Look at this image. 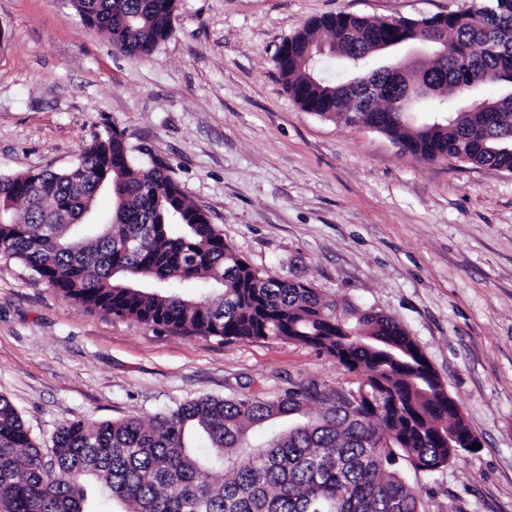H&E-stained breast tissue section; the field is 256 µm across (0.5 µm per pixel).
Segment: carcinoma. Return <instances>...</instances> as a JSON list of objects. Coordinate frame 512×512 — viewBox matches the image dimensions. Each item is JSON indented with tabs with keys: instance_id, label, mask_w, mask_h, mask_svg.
<instances>
[{
	"instance_id": "1",
	"label": "carcinoma",
	"mask_w": 512,
	"mask_h": 512,
	"mask_svg": "<svg viewBox=\"0 0 512 512\" xmlns=\"http://www.w3.org/2000/svg\"><path fill=\"white\" fill-rule=\"evenodd\" d=\"M84 24L135 58L174 33L177 0H73ZM356 40L339 56L349 78L379 81L388 97L360 106L348 85L321 77L339 30ZM414 30L329 14L283 41L276 63L306 112L375 126L403 154L512 172V0H481L446 15L432 59L393 74L380 43ZM499 94L473 101L486 85ZM428 101L416 124L389 110L403 95ZM109 197L108 213L98 200ZM0 254L65 298L115 318L220 340L281 339L312 347L366 384L316 382L261 392L200 396L156 414L73 420L46 450L0 395V512H89V481L120 512H419L406 472L448 466L470 433L418 343L392 316L339 309L307 283L261 272L224 242L161 162L134 160L123 132L95 134L61 171L0 175ZM209 285L204 296L173 285ZM318 406L312 411V406ZM279 421L256 442L250 432Z\"/></svg>"
}]
</instances>
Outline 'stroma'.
I'll return each mask as SVG.
<instances>
[{
    "instance_id": "1",
    "label": "stroma",
    "mask_w": 512,
    "mask_h": 512,
    "mask_svg": "<svg viewBox=\"0 0 512 512\" xmlns=\"http://www.w3.org/2000/svg\"><path fill=\"white\" fill-rule=\"evenodd\" d=\"M472 0H178L148 59L72 0H0V174L57 171L95 133L157 157L252 267L394 316L479 449L411 476L420 512H512V173L401 154L303 111L275 58L311 18L421 19ZM353 376L314 348L222 341L113 318L0 254V394L50 446L75 419H150L199 396Z\"/></svg>"
}]
</instances>
